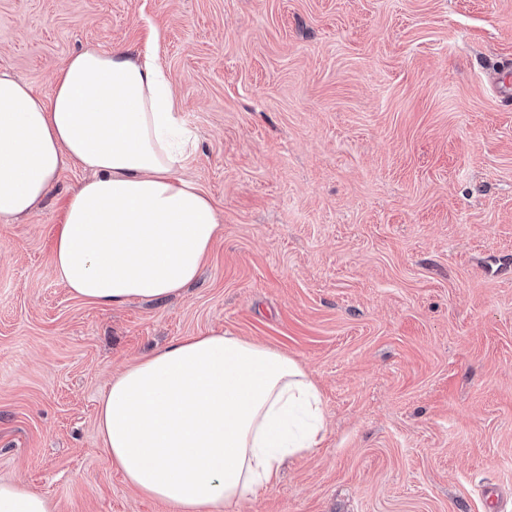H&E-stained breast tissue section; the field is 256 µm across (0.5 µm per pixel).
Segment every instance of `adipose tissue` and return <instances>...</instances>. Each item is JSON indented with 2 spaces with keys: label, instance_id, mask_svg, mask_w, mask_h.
Segmentation results:
<instances>
[{
  "label": "adipose tissue",
  "instance_id": "ef3b65f1",
  "mask_svg": "<svg viewBox=\"0 0 512 512\" xmlns=\"http://www.w3.org/2000/svg\"><path fill=\"white\" fill-rule=\"evenodd\" d=\"M192 141L151 53L71 55L49 97L0 70V220L35 211L70 165L53 264L93 304L164 302L194 282L223 227L177 171ZM98 424L113 467L170 512H230L274 488L287 458L325 437L320 393L280 350L207 332L113 377Z\"/></svg>",
  "mask_w": 512,
  "mask_h": 512
}]
</instances>
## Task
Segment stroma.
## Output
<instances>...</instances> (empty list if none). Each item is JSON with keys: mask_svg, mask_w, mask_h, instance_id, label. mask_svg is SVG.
Segmentation results:
<instances>
[{"mask_svg": "<svg viewBox=\"0 0 512 512\" xmlns=\"http://www.w3.org/2000/svg\"><path fill=\"white\" fill-rule=\"evenodd\" d=\"M152 51L224 230L198 280L112 307L54 273L65 168L0 221V481L54 512H166L112 467L126 363L207 330L297 359L326 434L240 512H512V0H0L49 94L87 44Z\"/></svg>", "mask_w": 512, "mask_h": 512, "instance_id": "1", "label": "stroma"}]
</instances>
